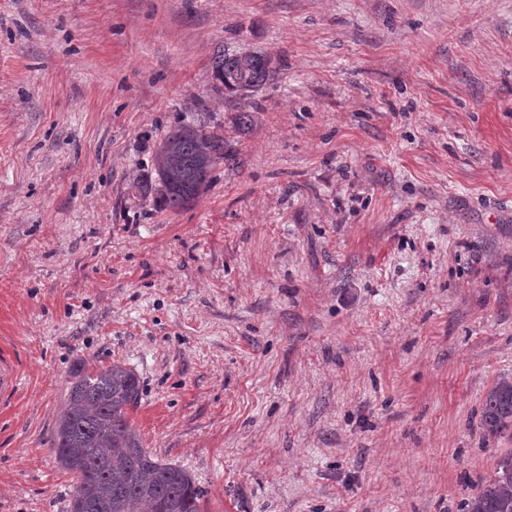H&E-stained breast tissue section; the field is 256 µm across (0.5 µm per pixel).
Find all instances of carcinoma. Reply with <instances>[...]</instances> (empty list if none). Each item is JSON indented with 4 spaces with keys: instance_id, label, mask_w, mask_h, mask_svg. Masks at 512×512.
I'll use <instances>...</instances> for the list:
<instances>
[{
    "instance_id": "carcinoma-1",
    "label": "carcinoma",
    "mask_w": 512,
    "mask_h": 512,
    "mask_svg": "<svg viewBox=\"0 0 512 512\" xmlns=\"http://www.w3.org/2000/svg\"><path fill=\"white\" fill-rule=\"evenodd\" d=\"M265 54L217 50L212 60L216 90L224 77L234 94L249 98L271 77ZM229 157L224 138L201 124L180 123L154 153L152 173L136 188L172 210L191 206L211 179L217 163ZM134 371L122 363L93 366L84 361L71 375L68 397L57 422L53 450L73 474L70 512H202V490L185 469L163 462L144 448L127 410L139 399ZM479 426L488 438L512 430V379L489 390ZM463 512H512V450L500 455L493 473L464 502Z\"/></svg>"
}]
</instances>
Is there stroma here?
Here are the masks:
<instances>
[{
  "label": "stroma",
  "mask_w": 512,
  "mask_h": 512,
  "mask_svg": "<svg viewBox=\"0 0 512 512\" xmlns=\"http://www.w3.org/2000/svg\"><path fill=\"white\" fill-rule=\"evenodd\" d=\"M270 81L213 88L217 48ZM204 122L190 207L141 196ZM0 512H69L73 369L125 363L203 512H462L512 448V0H0ZM224 138L201 124L179 123L158 144L150 175L136 188L144 197L156 195L164 208L191 206L211 179L219 160H227ZM479 426L488 438L512 430V379L501 378L489 390L482 406Z\"/></svg>",
  "instance_id": "obj_1"
}]
</instances>
